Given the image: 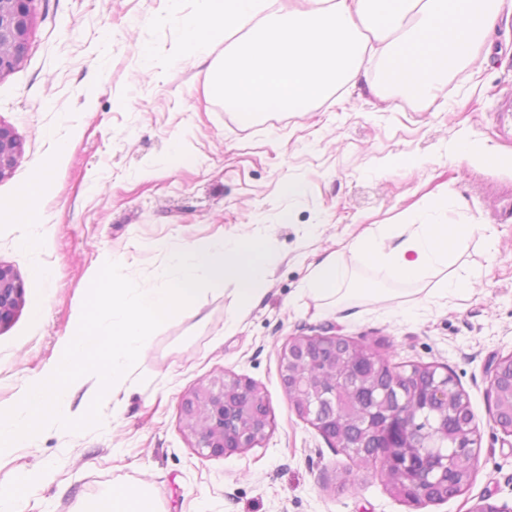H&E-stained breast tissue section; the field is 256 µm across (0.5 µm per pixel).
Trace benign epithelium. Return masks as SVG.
Here are the masks:
<instances>
[{"mask_svg":"<svg viewBox=\"0 0 512 512\" xmlns=\"http://www.w3.org/2000/svg\"><path fill=\"white\" fill-rule=\"evenodd\" d=\"M33 0H0V76L19 68L24 60L31 25ZM22 154V143L9 128L0 125V179L8 176ZM24 298V283L0 264V328L8 325ZM335 335L294 336L281 352V375L294 412L311 424L335 447L336 435ZM420 370L431 376L423 404L431 409L454 406L471 413L468 400L452 375L435 365ZM490 397L501 389L512 392V354L491 362L487 368ZM183 428L195 446L214 456H227L252 448L267 435L271 421L260 389L252 381L226 374L200 385L184 396ZM441 427L411 429L401 437L381 434L374 456L395 472L396 491L416 504L438 503L468 486L473 472L462 473L464 457L477 458V431L468 423L458 431L451 449L442 447Z\"/></svg>","mask_w":512,"mask_h":512,"instance_id":"1","label":"benign epithelium"}]
</instances>
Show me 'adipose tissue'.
<instances>
[{"instance_id":"1","label":"adipose tissue","mask_w":512,"mask_h":512,"mask_svg":"<svg viewBox=\"0 0 512 512\" xmlns=\"http://www.w3.org/2000/svg\"><path fill=\"white\" fill-rule=\"evenodd\" d=\"M498 15L490 0H206L185 22L188 55L223 47L212 64L210 94L249 124L271 113L302 112L331 91L357 84L363 59L378 50L385 71L371 90L390 87L433 97L442 75L472 56ZM466 224H392L357 239L353 251L391 267L404 282L444 265L469 233ZM340 253L313 267L307 296L343 305L361 288L343 285ZM83 512H159L138 487H121L88 502Z\"/></svg>"}]
</instances>
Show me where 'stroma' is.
<instances>
[{
  "label": "stroma",
  "mask_w": 512,
  "mask_h": 512,
  "mask_svg": "<svg viewBox=\"0 0 512 512\" xmlns=\"http://www.w3.org/2000/svg\"><path fill=\"white\" fill-rule=\"evenodd\" d=\"M203 0H33L25 59L0 77V125L22 155L0 179V263L25 288L0 329V405L20 402L54 362L97 269L118 262L139 287L166 281L168 249L255 233L278 260L241 321L232 286L154 332L122 409L99 426H51L0 455V487L38 473L22 512H79L119 486L146 488L160 512H471L490 496L512 512V437L490 413V360L512 354V0L473 57L442 76L434 101L372 94L367 81L306 111L252 125L208 93L210 60L178 55L183 21ZM185 161L174 165L172 152ZM41 185L31 222L8 208ZM382 224H467L421 293L360 262L349 247ZM340 251L347 286L375 288L342 312L303 293L313 265ZM447 275L466 299L429 296ZM370 343L392 365L446 366L478 430L470 485L416 505L374 464H350L290 406L280 355L291 337ZM255 383L271 426L227 457L195 447L181 402L210 380Z\"/></svg>",
  "instance_id": "obj_1"
}]
</instances>
